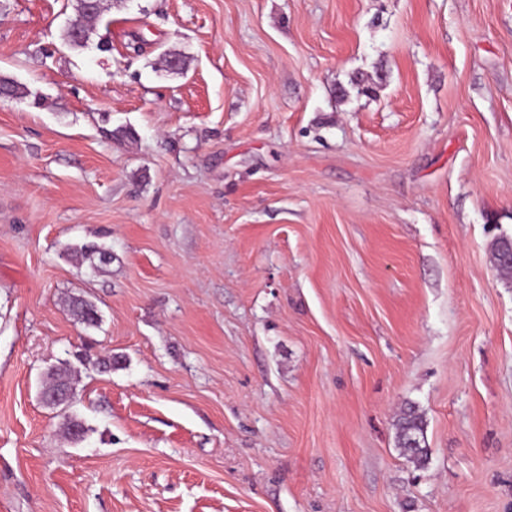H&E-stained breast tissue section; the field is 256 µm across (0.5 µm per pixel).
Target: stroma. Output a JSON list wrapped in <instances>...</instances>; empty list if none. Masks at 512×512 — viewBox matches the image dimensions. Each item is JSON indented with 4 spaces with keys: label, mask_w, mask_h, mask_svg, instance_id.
Listing matches in <instances>:
<instances>
[{
    "label": "stroma",
    "mask_w": 512,
    "mask_h": 512,
    "mask_svg": "<svg viewBox=\"0 0 512 512\" xmlns=\"http://www.w3.org/2000/svg\"><path fill=\"white\" fill-rule=\"evenodd\" d=\"M71 13L0 0V512H512V0ZM75 14L70 19L68 26L63 33V40L71 49H83L90 38L94 24L99 18L100 13L95 20L87 10L84 0H75ZM94 20L93 22H91ZM83 33L82 36L80 34ZM73 382L72 377L69 375L66 370L60 368H51L48 372V383L46 384L47 388L51 390H59L64 388L66 390L73 392ZM71 394L66 396L53 395L52 400L56 403L62 404L71 399ZM398 447L403 456L416 468H424L428 462V448L424 439V421L415 406L408 407L396 423Z\"/></svg>",
    "instance_id": "obj_1"
}]
</instances>
